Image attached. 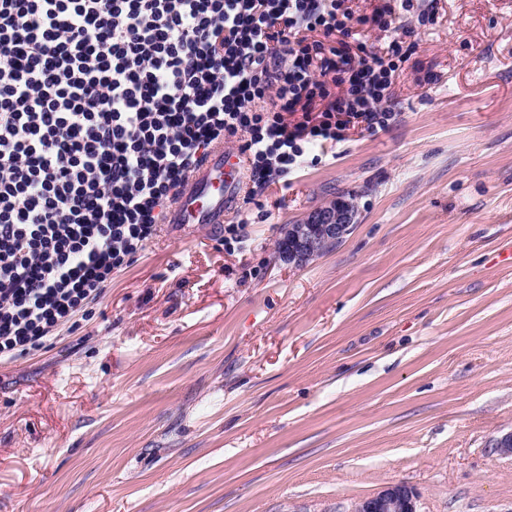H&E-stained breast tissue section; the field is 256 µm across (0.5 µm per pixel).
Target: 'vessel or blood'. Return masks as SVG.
Returning <instances> with one entry per match:
<instances>
[{
    "label": "vessel or blood",
    "instance_id": "1",
    "mask_svg": "<svg viewBox=\"0 0 512 512\" xmlns=\"http://www.w3.org/2000/svg\"><path fill=\"white\" fill-rule=\"evenodd\" d=\"M242 181L238 158L215 147L180 189L171 206L170 223L183 230L223 223Z\"/></svg>",
    "mask_w": 512,
    "mask_h": 512
}]
</instances>
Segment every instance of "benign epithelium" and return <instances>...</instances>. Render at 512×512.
Here are the masks:
<instances>
[{
  "label": "benign epithelium",
  "mask_w": 512,
  "mask_h": 512,
  "mask_svg": "<svg viewBox=\"0 0 512 512\" xmlns=\"http://www.w3.org/2000/svg\"><path fill=\"white\" fill-rule=\"evenodd\" d=\"M355 216L354 205L333 201L314 210L305 221L288 228L283 258L297 266L315 255L324 241L337 242L347 234ZM353 512H416L414 494L403 484H391L355 504Z\"/></svg>",
  "instance_id": "benign-epithelium-1"
}]
</instances>
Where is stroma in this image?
I'll use <instances>...</instances> for the list:
<instances>
[{"label":"stroma","instance_id":"obj_1","mask_svg":"<svg viewBox=\"0 0 512 512\" xmlns=\"http://www.w3.org/2000/svg\"><path fill=\"white\" fill-rule=\"evenodd\" d=\"M419 4L392 128L256 195L234 250L161 225L0 362V512H352L399 482L417 512H512V0ZM339 196L340 245L280 259Z\"/></svg>","mask_w":512,"mask_h":512}]
</instances>
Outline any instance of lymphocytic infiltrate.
Listing matches in <instances>:
<instances>
[{
    "mask_svg": "<svg viewBox=\"0 0 512 512\" xmlns=\"http://www.w3.org/2000/svg\"><path fill=\"white\" fill-rule=\"evenodd\" d=\"M414 0H0V361L133 264L214 146L265 188L399 119Z\"/></svg>",
    "mask_w": 512,
    "mask_h": 512,
    "instance_id": "f902f5d3",
    "label": "lymphocytic infiltrate"
}]
</instances>
